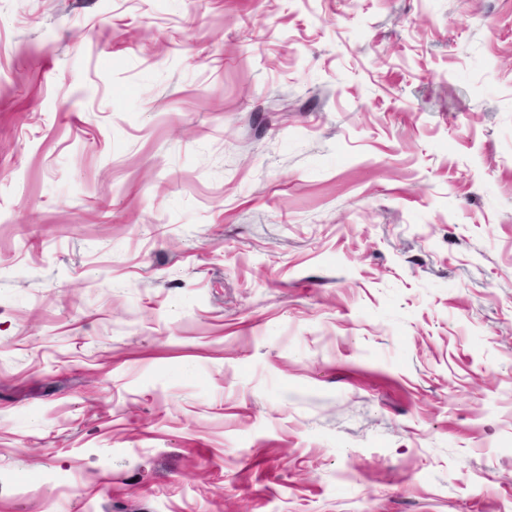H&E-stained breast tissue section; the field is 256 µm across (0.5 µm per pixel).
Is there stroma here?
<instances>
[{"instance_id":"1","label":"stroma","mask_w":512,"mask_h":512,"mask_svg":"<svg viewBox=\"0 0 512 512\" xmlns=\"http://www.w3.org/2000/svg\"><path fill=\"white\" fill-rule=\"evenodd\" d=\"M0 512H512V0H0Z\"/></svg>"}]
</instances>
